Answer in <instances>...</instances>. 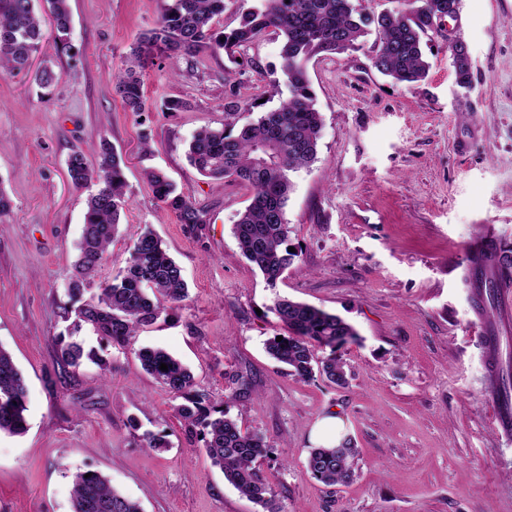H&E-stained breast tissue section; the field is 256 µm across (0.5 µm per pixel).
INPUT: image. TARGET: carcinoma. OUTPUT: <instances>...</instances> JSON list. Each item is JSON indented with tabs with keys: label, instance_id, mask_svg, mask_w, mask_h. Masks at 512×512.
Returning a JSON list of instances; mask_svg holds the SVG:
<instances>
[{
	"label": "carcinoma",
	"instance_id": "1",
	"mask_svg": "<svg viewBox=\"0 0 512 512\" xmlns=\"http://www.w3.org/2000/svg\"><path fill=\"white\" fill-rule=\"evenodd\" d=\"M48 20L62 52L77 57L71 39L69 0H45ZM461 0H405L404 7L377 17L364 14L357 0H263L247 11L229 31L214 28L224 13V0H166L155 27L142 33L131 47L126 67L114 75L115 91L125 109L145 111L142 72L156 58L193 57L207 50L231 55L257 41L269 28L282 36L280 55L287 78V98L256 121L233 131V123L220 129L196 131L189 145L190 162L211 178L235 177L253 189L249 205L238 214L233 233L245 259L270 286L294 264L298 254L288 252L290 227L286 204L293 189L292 174L307 169L317 158L323 120L315 108V95L307 72L308 62L320 54H342L360 48L375 28L378 49L373 68L396 84L424 80L429 64L423 42L434 23L459 13ZM37 0H0V75L27 70L45 36ZM457 83L471 85L470 58L452 59ZM73 186L90 190L79 255L68 282L70 301L76 302L89 287L104 254L115 238L128 199L121 157L107 140L100 143L96 166L80 150L66 162ZM145 178L155 197L177 213L183 224H202V213L176 193L165 172L147 169ZM188 298L181 268L169 256L163 241L147 230L135 241L127 265L100 288L97 299L75 308L69 335L88 324L102 337L126 343L137 330L150 324ZM272 310L283 324V340L266 343L267 353L287 372L303 380L319 371L331 383L348 385L345 363L336 349L357 340L354 327L336 314L287 297H276ZM330 349L324 359L317 351ZM95 360L76 341L60 348V362L77 368L83 358ZM141 369L181 400L175 412L189 427L199 430L212 464L241 494L265 512H280L272 487L262 478L256 462L269 454L264 437L242 429L224 410L211 405L195 390L193 374L166 350L142 348ZM168 369H160L161 364ZM27 387L12 354L0 346V433L22 435L27 430ZM357 449L344 437L335 448H313L306 459L310 474L327 486L345 484L355 474ZM71 512H142L141 505L115 490L98 473L72 475Z\"/></svg>",
	"mask_w": 512,
	"mask_h": 512
}]
</instances>
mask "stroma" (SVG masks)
Wrapping results in <instances>:
<instances>
[{"label":"stroma","instance_id":"stroma-1","mask_svg":"<svg viewBox=\"0 0 512 512\" xmlns=\"http://www.w3.org/2000/svg\"><path fill=\"white\" fill-rule=\"evenodd\" d=\"M163 5L70 0L81 58L49 33L36 56L59 75L49 91L29 74L0 76V188L12 205L0 216V346L28 388L26 433H0V512H71L67 475L79 469L107 475L143 512H263L211 465L176 399L141 369L144 347L180 359L209 403L265 437L272 453L258 468L280 512H512V438L490 404L498 305L478 286L512 256V0H461L458 16L431 32L429 74L414 85L372 67V35L308 62L323 129L286 207L299 259L273 286L233 234L251 188L203 176L187 152L199 128L224 124L225 102L239 103V127L270 109L272 84L285 82L282 38L267 30L234 59L156 62L136 115L112 75ZM452 33L468 46L467 88L456 82ZM169 99L185 109L166 110ZM103 137L124 162L128 204L84 301L125 267L146 229L180 265L189 297L121 345L83 326L77 339L97 359L74 369L57 352L74 320L66 285L89 191L69 182L66 161L78 149L96 163ZM147 168L164 170L203 223H180L154 197ZM486 231L490 249L471 261L470 243ZM279 295L355 326L357 342L338 351L348 386L301 380L267 354L268 339L285 332L272 310ZM235 376L249 393L237 392ZM332 411L358 450L342 486L305 466L310 430ZM148 433L164 448H145Z\"/></svg>","mask_w":512,"mask_h":512}]
</instances>
